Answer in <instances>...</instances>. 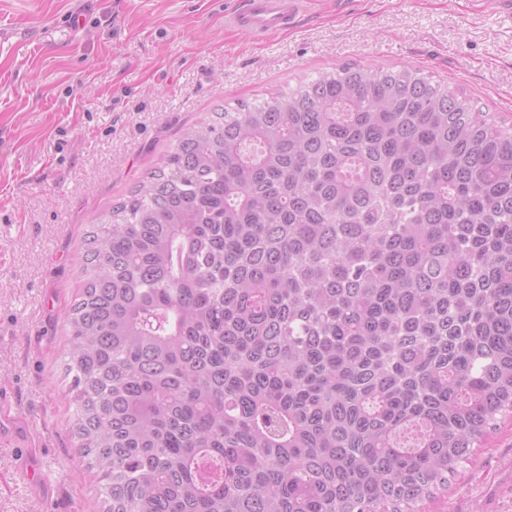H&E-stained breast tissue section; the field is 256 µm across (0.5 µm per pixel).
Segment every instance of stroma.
I'll use <instances>...</instances> for the list:
<instances>
[{
	"label": "stroma",
	"instance_id": "1",
	"mask_svg": "<svg viewBox=\"0 0 512 512\" xmlns=\"http://www.w3.org/2000/svg\"><path fill=\"white\" fill-rule=\"evenodd\" d=\"M237 0H0V512H90L64 398L84 236L194 121L321 68L409 64L512 121V18L483 0H306L270 42ZM424 512H512V416Z\"/></svg>",
	"mask_w": 512,
	"mask_h": 512
}]
</instances>
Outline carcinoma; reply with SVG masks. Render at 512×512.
Wrapping results in <instances>:
<instances>
[{"label":"carcinoma","mask_w":512,"mask_h":512,"mask_svg":"<svg viewBox=\"0 0 512 512\" xmlns=\"http://www.w3.org/2000/svg\"><path fill=\"white\" fill-rule=\"evenodd\" d=\"M86 243L101 512H423L512 414V124L411 65L200 119Z\"/></svg>","instance_id":"carcinoma-1"}]
</instances>
